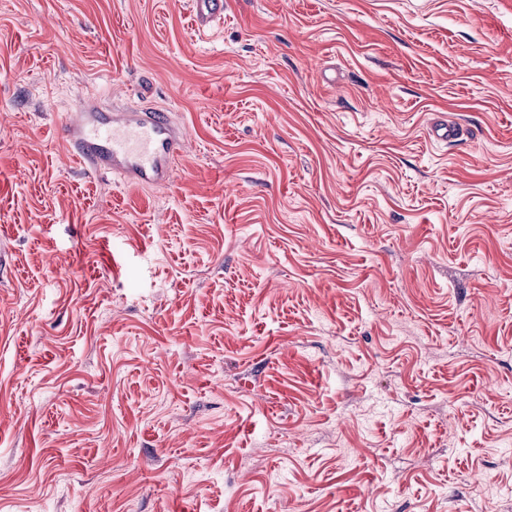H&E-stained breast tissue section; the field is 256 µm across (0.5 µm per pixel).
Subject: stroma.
Listing matches in <instances>:
<instances>
[{
  "label": "stroma",
  "instance_id": "obj_1",
  "mask_svg": "<svg viewBox=\"0 0 512 512\" xmlns=\"http://www.w3.org/2000/svg\"><path fill=\"white\" fill-rule=\"evenodd\" d=\"M192 7L0 0V512H512V0ZM193 22L198 32H206L224 17L223 0H196ZM63 135L86 167L112 169L131 185L167 186L186 145L182 129L160 112H112L103 118L85 105L67 117Z\"/></svg>",
  "mask_w": 512,
  "mask_h": 512
}]
</instances>
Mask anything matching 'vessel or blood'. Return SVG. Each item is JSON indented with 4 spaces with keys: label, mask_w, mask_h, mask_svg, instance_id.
Listing matches in <instances>:
<instances>
[{
    "label": "vessel or blood",
    "mask_w": 512,
    "mask_h": 512,
    "mask_svg": "<svg viewBox=\"0 0 512 512\" xmlns=\"http://www.w3.org/2000/svg\"><path fill=\"white\" fill-rule=\"evenodd\" d=\"M193 22L206 32L224 17V0H195ZM63 135L91 170H110L128 184L167 186L186 145L182 129L153 111L115 112L102 117L80 106L65 121Z\"/></svg>",
    "instance_id": "b4317fda"
}]
</instances>
